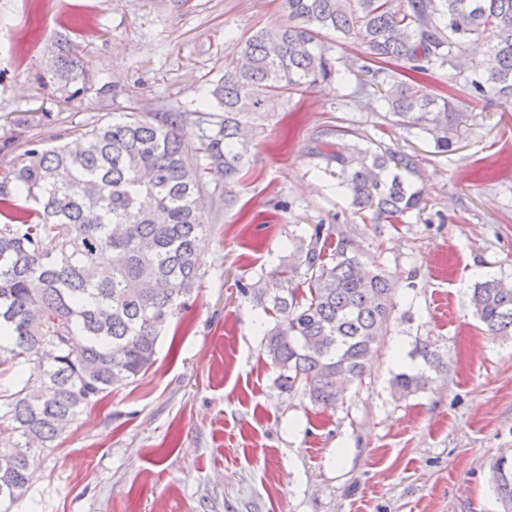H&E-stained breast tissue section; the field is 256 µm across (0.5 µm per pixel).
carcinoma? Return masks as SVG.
Returning <instances> with one entry per match:
<instances>
[{"label": "carcinoma", "mask_w": 512, "mask_h": 512, "mask_svg": "<svg viewBox=\"0 0 512 512\" xmlns=\"http://www.w3.org/2000/svg\"><path fill=\"white\" fill-rule=\"evenodd\" d=\"M284 20L255 31L195 108L126 114L74 131L73 151L34 135L0 171V368L17 378L0 388V512H14L33 482L30 450L47 449L112 389L136 382L156 360L162 333L199 287L197 255L208 242L201 198L208 175L230 188L245 176L243 133L267 99L327 80L352 88L384 124L427 134L452 150L467 121L448 98L404 80L435 69L461 71L481 45L490 68L467 79L474 99L512 100V0H282ZM361 43L360 57H335L328 34ZM56 75L84 81L66 55ZM197 130L205 164L186 162V129ZM338 129L311 142L373 224H402L424 209L415 156L363 148ZM26 194L34 208L21 207ZM395 283L363 268L357 244L335 225L317 224L281 263L240 288L270 315L265 352L281 388H303L333 407L362 385L387 330ZM470 307L488 335L512 340V280L475 283ZM426 370L390 381L401 399L425 389ZM502 512H512V458L490 463Z\"/></svg>", "instance_id": "1"}]
</instances>
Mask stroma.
Segmentation results:
<instances>
[{"label": "stroma", "instance_id": "1", "mask_svg": "<svg viewBox=\"0 0 512 512\" xmlns=\"http://www.w3.org/2000/svg\"><path fill=\"white\" fill-rule=\"evenodd\" d=\"M282 18L281 0H0V128L50 144L97 119L190 106L235 45ZM64 46L86 83L56 78ZM423 82L469 115L445 154L426 135L378 127L333 81L266 105L244 180H207L213 232L196 297L143 377L84 411L56 448L34 450L18 512H499L488 464L512 448V341L486 334L469 295L479 278L512 279V102L475 101L453 70ZM339 126L417 155L421 215L362 223L305 151ZM318 224L341 227L368 269L396 280L371 375L333 409L280 389L264 352L274 319L239 288ZM420 340L444 369L395 398L394 374L424 366L410 356Z\"/></svg>", "mask_w": 512, "mask_h": 512}]
</instances>
